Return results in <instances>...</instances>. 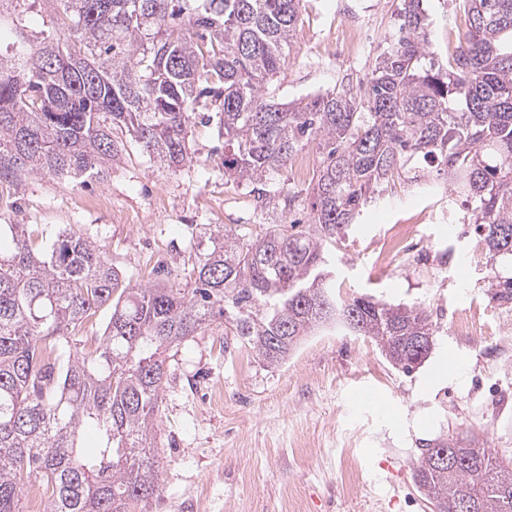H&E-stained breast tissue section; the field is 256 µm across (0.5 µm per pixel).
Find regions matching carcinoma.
<instances>
[{"mask_svg": "<svg viewBox=\"0 0 512 512\" xmlns=\"http://www.w3.org/2000/svg\"><path fill=\"white\" fill-rule=\"evenodd\" d=\"M301 0H60L54 30L31 44L26 10L0 52V183L37 174L100 177L125 127L168 166L188 159L187 126L204 92L223 98L224 172L261 182L311 137L325 153L311 223L245 240L217 228L192 287L131 288L75 232L34 246L29 224H1L0 512L24 481L45 485L44 512H130L159 488L153 421L164 352L227 319L235 344L283 363L304 337L341 322L406 373L424 362L427 312L355 297L339 302L326 246L345 236L396 174L436 163L464 198L488 251L512 256V0H459L467 29L446 66L424 67L427 18L401 0L398 29L366 84L293 108L267 102ZM112 307L92 352L71 329ZM445 449L448 470L431 463ZM412 481L434 512H512V466L463 438L423 444Z\"/></svg>", "mask_w": 512, "mask_h": 512, "instance_id": "obj_1", "label": "carcinoma"}]
</instances>
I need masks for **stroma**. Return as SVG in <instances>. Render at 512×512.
<instances>
[{
	"mask_svg": "<svg viewBox=\"0 0 512 512\" xmlns=\"http://www.w3.org/2000/svg\"><path fill=\"white\" fill-rule=\"evenodd\" d=\"M400 0H302L286 63L268 84L276 103H298L366 78L397 23ZM436 63L464 29L453 0H422ZM189 159L170 169L130 136L107 175L90 181L29 176L0 184V224L35 225L44 240L83 234L137 287L171 273L189 283L223 225L256 237L308 224L324 156L305 153L306 175L286 167L260 183L224 175V125L200 98L187 129ZM397 178L329 251L336 290L426 308L435 346L412 373L393 368L369 340L332 324L270 366L225 348L216 323L166 352L154 421L159 489L136 512H430L411 479L422 444L471 437L512 461V297L493 276L512 260L488 252L460 198L432 164ZM423 213L411 251L374 266L391 224ZM479 309L484 333L456 335L457 311ZM361 469L348 488L344 453Z\"/></svg>",
	"mask_w": 512,
	"mask_h": 512,
	"instance_id": "stroma-1",
	"label": "stroma"
}]
</instances>
